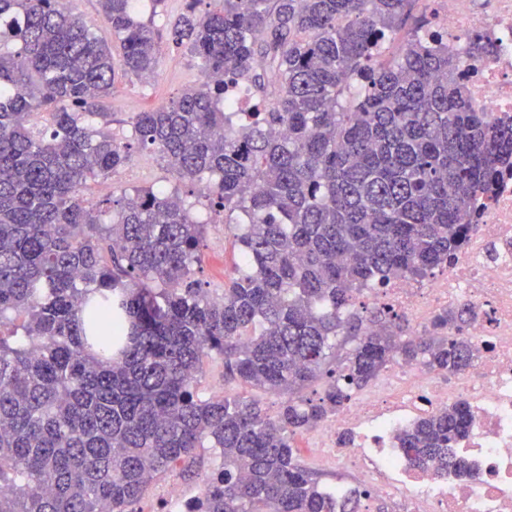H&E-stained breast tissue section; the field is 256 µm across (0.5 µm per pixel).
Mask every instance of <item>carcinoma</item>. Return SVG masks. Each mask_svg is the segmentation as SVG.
I'll use <instances>...</instances> for the list:
<instances>
[{
  "label": "carcinoma",
  "mask_w": 512,
  "mask_h": 512,
  "mask_svg": "<svg viewBox=\"0 0 512 512\" xmlns=\"http://www.w3.org/2000/svg\"><path fill=\"white\" fill-rule=\"evenodd\" d=\"M64 2L0 0V512H138L174 467L194 475L204 448L223 464L185 512H355L360 493L320 484L293 439L395 359L474 365L451 334L469 308L411 336L353 289L448 265L512 161V119L471 109L416 0H208L200 14L188 0L170 35L203 83L117 139L96 119L117 71L154 77L156 28L134 0H99L116 57ZM226 79L259 94L247 117L224 111ZM135 143L242 215L246 271L221 296L195 278L205 225L179 194L85 198ZM215 359L224 379L287 395L277 414L200 393ZM469 431L454 405L399 444L466 474L455 445Z\"/></svg>",
  "instance_id": "cac0c4a2"
}]
</instances>
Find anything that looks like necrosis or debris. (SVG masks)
<instances>
[{"label":"necrosis or debris","instance_id":"1","mask_svg":"<svg viewBox=\"0 0 512 512\" xmlns=\"http://www.w3.org/2000/svg\"><path fill=\"white\" fill-rule=\"evenodd\" d=\"M418 2L468 73L474 110L512 119V0ZM475 34L492 46L477 59L466 51ZM355 297L408 316L417 336L439 307H472L476 316L464 334L478 359L448 376L409 364L390 369L313 434L311 456L348 472L361 493L357 512H512V174L504 173L464 247L437 279L394 277ZM456 403L466 405L471 421L456 447L469 474L421 469L399 448L400 433Z\"/></svg>","mask_w":512,"mask_h":512}]
</instances>
